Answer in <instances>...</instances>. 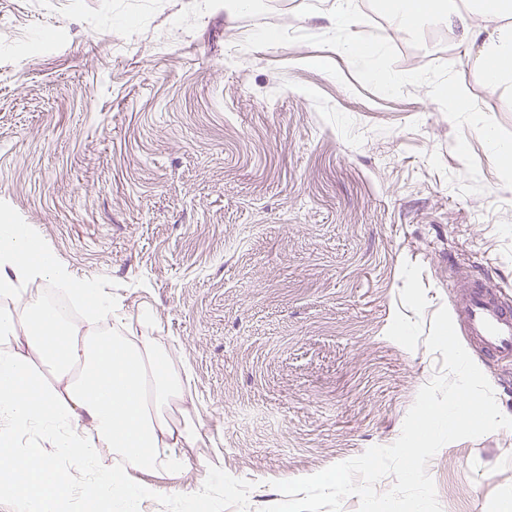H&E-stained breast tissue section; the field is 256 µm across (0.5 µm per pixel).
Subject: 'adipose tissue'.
Returning <instances> with one entry per match:
<instances>
[{
  "label": "adipose tissue",
  "mask_w": 512,
  "mask_h": 512,
  "mask_svg": "<svg viewBox=\"0 0 512 512\" xmlns=\"http://www.w3.org/2000/svg\"><path fill=\"white\" fill-rule=\"evenodd\" d=\"M396 31L429 21L459 30L477 50L486 83L512 94V0H394ZM0 246V298L14 300L0 310V417L11 431L33 427L51 433L58 455L78 458L97 470L94 500L123 505L126 512L152 494L132 471L178 470L195 430L172 411L183 402L182 378L170 366L165 348L153 336L78 339L74 328L46 303L44 283L71 287L84 297L91 316L112 301L91 281L77 282L27 225L13 224ZM54 381H45L43 368ZM127 460L128 470L102 466L98 449ZM58 474L41 449L14 454L0 449V487L33 498L38 512H63Z\"/></svg>",
  "instance_id": "ef3b65f1"
}]
</instances>
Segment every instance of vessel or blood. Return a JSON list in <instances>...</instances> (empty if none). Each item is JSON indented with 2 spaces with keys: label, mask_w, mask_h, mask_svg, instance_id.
I'll return each instance as SVG.
<instances>
[{
  "label": "vessel or blood",
  "mask_w": 512,
  "mask_h": 512,
  "mask_svg": "<svg viewBox=\"0 0 512 512\" xmlns=\"http://www.w3.org/2000/svg\"><path fill=\"white\" fill-rule=\"evenodd\" d=\"M456 314L476 350L490 361L512 360V302L499 286L478 277L456 283Z\"/></svg>",
  "instance_id": "b4317fda"
}]
</instances>
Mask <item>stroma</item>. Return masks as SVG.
Wrapping results in <instances>:
<instances>
[{
    "label": "stroma",
    "instance_id": "obj_1",
    "mask_svg": "<svg viewBox=\"0 0 512 512\" xmlns=\"http://www.w3.org/2000/svg\"><path fill=\"white\" fill-rule=\"evenodd\" d=\"M0 0V225L26 224L76 278L97 280L116 336L159 337L185 369L199 422L174 473L135 512H186L216 458L208 512H261L278 480L394 443L442 370L425 339L450 284L481 275L512 299V188L472 128L427 87H365L340 51L247 50L262 24L332 31L336 0ZM403 73L451 64L512 131V96L438 25L400 34L383 0H356ZM137 48L119 50L126 36ZM464 135L479 194H460ZM149 319H141L142 311ZM68 512L95 483L32 429ZM443 512L512 500V429L444 445L429 461Z\"/></svg>",
    "mask_w": 512,
    "mask_h": 512
}]
</instances>
